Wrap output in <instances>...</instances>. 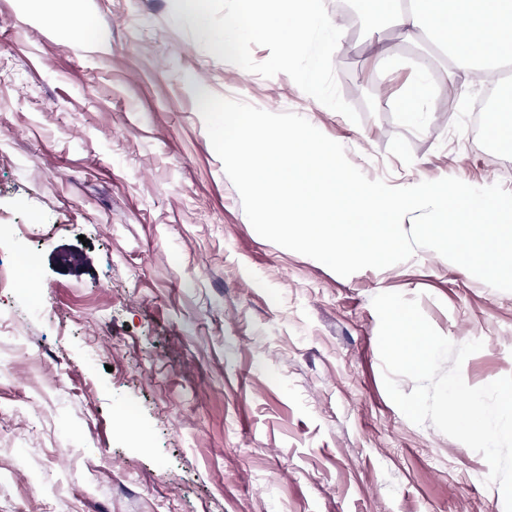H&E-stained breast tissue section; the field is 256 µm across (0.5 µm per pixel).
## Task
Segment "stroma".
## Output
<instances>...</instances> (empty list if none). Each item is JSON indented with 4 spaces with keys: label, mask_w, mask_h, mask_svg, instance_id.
I'll return each mask as SVG.
<instances>
[{
    "label": "stroma",
    "mask_w": 512,
    "mask_h": 512,
    "mask_svg": "<svg viewBox=\"0 0 512 512\" xmlns=\"http://www.w3.org/2000/svg\"><path fill=\"white\" fill-rule=\"evenodd\" d=\"M0 0V512H505L485 458L388 396L372 299H417L482 386L512 375V292L429 249L343 277L262 238L195 84L306 118L368 178L512 191V152L471 113L499 78L429 69L349 0L334 57L352 123L286 74L221 61L168 0ZM105 37L101 52L97 37ZM41 289L18 283L19 258ZM48 19L56 28L73 34L86 32L90 23V17L87 15L69 14L62 10H53Z\"/></svg>",
    "instance_id": "stroma-1"
}]
</instances>
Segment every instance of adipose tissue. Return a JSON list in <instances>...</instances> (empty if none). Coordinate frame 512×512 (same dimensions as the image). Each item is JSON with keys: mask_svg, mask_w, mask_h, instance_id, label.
Returning a JSON list of instances; mask_svg holds the SVG:
<instances>
[{"mask_svg": "<svg viewBox=\"0 0 512 512\" xmlns=\"http://www.w3.org/2000/svg\"><path fill=\"white\" fill-rule=\"evenodd\" d=\"M406 43L428 40L450 51L455 71L512 63V0H370Z\"/></svg>", "mask_w": 512, "mask_h": 512, "instance_id": "obj_1", "label": "adipose tissue"}]
</instances>
